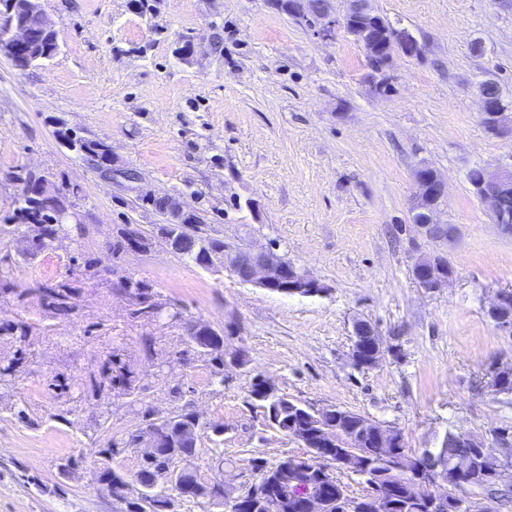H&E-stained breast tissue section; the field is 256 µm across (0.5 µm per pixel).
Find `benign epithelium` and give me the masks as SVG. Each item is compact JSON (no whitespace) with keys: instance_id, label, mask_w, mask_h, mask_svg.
<instances>
[{"instance_id":"1","label":"benign epithelium","mask_w":512,"mask_h":512,"mask_svg":"<svg viewBox=\"0 0 512 512\" xmlns=\"http://www.w3.org/2000/svg\"><path fill=\"white\" fill-rule=\"evenodd\" d=\"M372 0H347L343 12L336 10L334 0H290L289 14L299 23L308 27L312 34L323 41L335 37L336 30L349 28L354 16L365 13ZM0 12L11 17L9 30L0 35V56L10 59L15 66L27 68L41 63L58 53L60 44L57 32L41 7L40 0H0ZM420 48L418 41L406 29H393L389 55L400 52L407 57L415 56ZM480 117L484 129L495 136L512 134V113L503 109L500 96L483 93L480 95ZM68 148L77 153L87 167L101 176L113 178V169L104 166L89 154L81 138L66 141ZM479 178L471 183L473 192L488 207L496 223L512 229V212L504 209L506 200L512 198V163L493 170L477 168ZM418 192L411 207V221L420 234L429 240H449L455 228L448 226V234L441 233L442 224L436 218L439 203L446 196V182L431 167L422 165L414 172ZM22 188H35L42 197H62L66 188L60 187L51 176L27 174L18 181ZM277 247H244L226 249L214 253L205 251L202 266L214 268L243 269L246 282L269 292L284 296H316L325 288L306 272L288 263L276 253ZM451 270L439 265L431 258L415 263L413 277L418 285L430 292L448 286ZM490 318L499 328L512 334V291H501L491 300L488 309ZM351 359L360 369H371L378 365L383 356L381 337L376 327L366 319H357L353 324ZM512 375V365L502 366L494 371L491 387L498 393L512 391L504 379ZM318 421L317 443L330 448H339L337 456H321L306 452L291 460L281 473L282 493L272 499L266 488L255 482L247 488V494L267 512H282L288 504L301 502L306 512H393L395 503L391 494L392 485L377 481L369 473L371 453L362 447L363 441L372 439L381 448L403 442V436L396 430H385L380 424L365 415H358L359 424L355 430H346L337 425L334 417L339 409L335 407L311 410ZM491 443L479 441L466 433L452 435L453 452L443 447L439 451L421 454L406 453L396 461L394 471L408 475V487L414 492L415 501L426 512H442L448 502L446 489L468 490L477 487L472 473L480 468L488 478L487 486L500 488L512 480V453L505 449L512 442L503 438L501 432H490ZM348 468L363 476L369 491L365 497L343 494L329 501L321 490V482L336 479V470ZM182 466L173 463L158 470L153 486L168 488L174 485Z\"/></svg>"}]
</instances>
